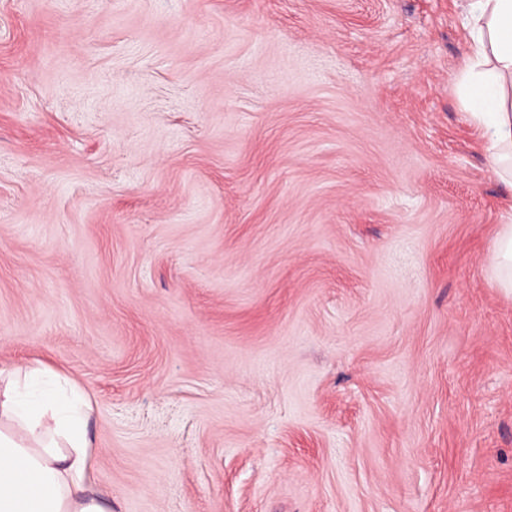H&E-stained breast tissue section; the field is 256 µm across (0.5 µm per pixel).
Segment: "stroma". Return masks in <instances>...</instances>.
<instances>
[{
  "instance_id": "stroma-1",
  "label": "stroma",
  "mask_w": 512,
  "mask_h": 512,
  "mask_svg": "<svg viewBox=\"0 0 512 512\" xmlns=\"http://www.w3.org/2000/svg\"><path fill=\"white\" fill-rule=\"evenodd\" d=\"M459 0H0V363L107 512H512V188ZM491 280L497 288L512 292V225L505 224L495 244V262Z\"/></svg>"
}]
</instances>
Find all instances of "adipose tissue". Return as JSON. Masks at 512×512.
Segmentation results:
<instances>
[{"mask_svg":"<svg viewBox=\"0 0 512 512\" xmlns=\"http://www.w3.org/2000/svg\"><path fill=\"white\" fill-rule=\"evenodd\" d=\"M470 56L461 91L490 134V164L512 184V0H469ZM90 401L36 361L0 366V512H105L87 487Z\"/></svg>","mask_w":512,"mask_h":512,"instance_id":"adipose-tissue-1","label":"adipose tissue"}]
</instances>
